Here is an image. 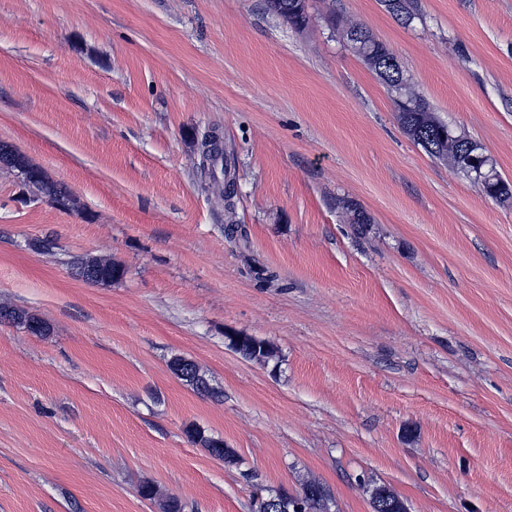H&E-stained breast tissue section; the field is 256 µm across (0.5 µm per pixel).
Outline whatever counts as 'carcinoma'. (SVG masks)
<instances>
[{
    "label": "carcinoma",
    "instance_id": "1",
    "mask_svg": "<svg viewBox=\"0 0 512 512\" xmlns=\"http://www.w3.org/2000/svg\"><path fill=\"white\" fill-rule=\"evenodd\" d=\"M387 10L400 16L405 22H411L416 15L417 0H398L396 7L388 6V0H381ZM266 11L281 17L288 23L301 27L308 21L307 5L302 0H265ZM344 38L355 54H360L357 48L356 36L360 35L370 43L372 58L363 59V62L373 70L384 83L396 93L393 99L395 112L398 120L408 138L419 146L428 142L432 148L425 149V152L436 159L446 160L459 173H465V167L458 160V156L469 147L475 148L479 153H484L483 148L467 136L457 133L447 123L442 121L429 104L417 96L410 88L407 77H402V82L396 81L398 73L392 71L388 62L397 59L396 54L385 44L377 40L369 30L361 26H349L343 30ZM203 162L207 167L213 169L226 160L221 141L216 140L203 145ZM0 159L8 162V165L16 168L23 175V181L29 186L40 188L47 192L53 203L62 208L70 205L69 196L62 190L51 186L43 172L28 163V161L7 145L0 144ZM469 179L477 184L489 197L506 202L512 199V183L502 178L494 164L485 168V177L478 179L469 176ZM77 274L89 283H110L122 278V266L112 262L110 259H103L95 256H84L77 260ZM29 326L35 324L45 332L46 325L28 314L24 310L0 306V320ZM229 345L243 358L267 362L275 356L274 348L264 340L253 336L236 335L228 337ZM171 369L174 373L198 393L211 394L213 387L210 385L205 374L201 373L199 367L191 360L183 357H176L171 362ZM190 440L206 448L211 456L221 459L226 464H233L237 457L234 449L224 445V441L205 435L199 429L187 430ZM299 498L303 502V512H328L330 495L324 486L315 481L307 482L300 492L290 496L286 490H279L275 493L257 483L254 485V498L257 503V512H262L263 502L269 498H279L283 502ZM389 502L402 503V499L387 485H377L371 491V507L377 509L376 502L381 498Z\"/></svg>",
    "mask_w": 512,
    "mask_h": 512
}]
</instances>
